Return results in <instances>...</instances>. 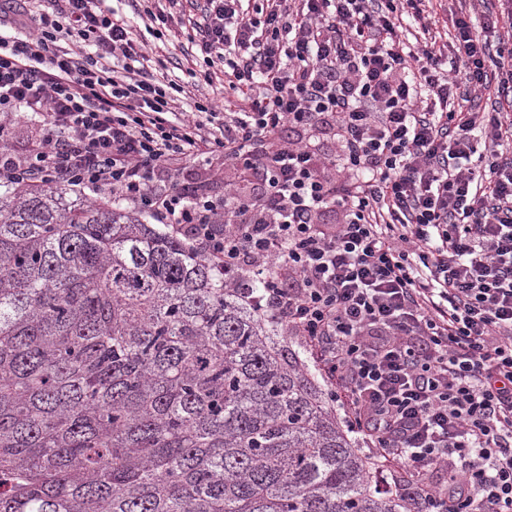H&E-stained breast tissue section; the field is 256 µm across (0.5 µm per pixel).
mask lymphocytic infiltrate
Segmentation results:
<instances>
[{"label":"lymphocytic infiltrate","mask_w":512,"mask_h":512,"mask_svg":"<svg viewBox=\"0 0 512 512\" xmlns=\"http://www.w3.org/2000/svg\"><path fill=\"white\" fill-rule=\"evenodd\" d=\"M498 2L480 25L452 13L443 44L430 0H146L150 35L190 24L203 81L222 69L239 108L217 125L212 102L175 111L184 84L158 77L106 0H0V112L47 128L26 155L0 152V183L106 192L250 274L251 303L304 341L396 495L512 512V0ZM217 157L236 169L224 195L169 174Z\"/></svg>","instance_id":"lymphocytic-infiltrate-1"}]
</instances>
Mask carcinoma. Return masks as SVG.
<instances>
[{
  "label": "carcinoma",
  "mask_w": 512,
  "mask_h": 512,
  "mask_svg": "<svg viewBox=\"0 0 512 512\" xmlns=\"http://www.w3.org/2000/svg\"><path fill=\"white\" fill-rule=\"evenodd\" d=\"M257 288L110 198L0 185V512H407Z\"/></svg>",
  "instance_id": "cac0c4a2"
}]
</instances>
